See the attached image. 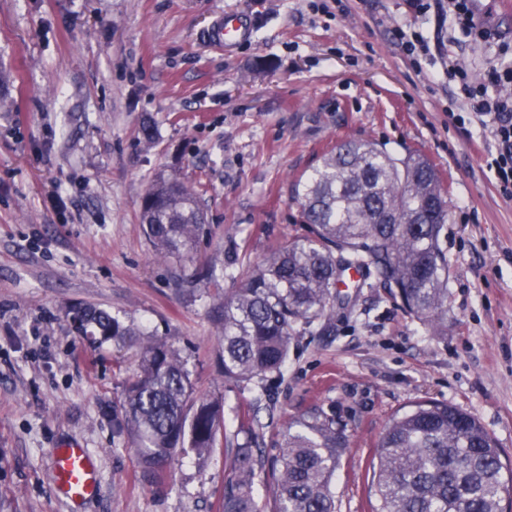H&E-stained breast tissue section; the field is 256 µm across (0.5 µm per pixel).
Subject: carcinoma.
I'll return each mask as SVG.
<instances>
[{
	"mask_svg": "<svg viewBox=\"0 0 512 512\" xmlns=\"http://www.w3.org/2000/svg\"><path fill=\"white\" fill-rule=\"evenodd\" d=\"M293 199L311 235L272 250L224 298V381H256L272 393L296 339L350 303L341 285L351 269L400 298L430 335H448V262L439 247L447 191L427 159L347 140L295 183ZM141 218L157 256L180 262L190 258L206 223L196 193L176 176L150 187ZM71 319L78 329L93 326L117 342L140 335L96 308H78ZM139 343L140 364L120 412L141 464L157 470L186 446L200 456L212 453L225 434L221 401L194 396L184 360L165 342ZM253 443L236 448L223 512H263L254 487L265 471L274 480L271 512H335L333 478L349 443L336 414L308 408L283 431L268 461ZM502 456L473 416L416 402L392 419L377 445L378 512H503L512 467Z\"/></svg>",
	"mask_w": 512,
	"mask_h": 512,
	"instance_id": "obj_1",
	"label": "carcinoma"
}]
</instances>
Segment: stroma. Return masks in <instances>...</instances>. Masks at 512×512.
I'll use <instances>...</instances> for the list:
<instances>
[{
  "instance_id": "1",
  "label": "stroma",
  "mask_w": 512,
  "mask_h": 512,
  "mask_svg": "<svg viewBox=\"0 0 512 512\" xmlns=\"http://www.w3.org/2000/svg\"><path fill=\"white\" fill-rule=\"evenodd\" d=\"M407 0H0V512H222L233 452H272L315 404L349 447L336 512H374L371 461L391 418L433 400L475 417L512 461V201L485 166L489 137L462 111L446 64L482 76L512 62ZM244 16L249 38L209 31ZM440 49L409 60L394 27ZM151 138H144L143 127ZM349 139L419 153L448 191V333L430 335L381 286L299 337L266 402L225 381L218 307L267 253L308 234L293 184ZM178 176L207 219L194 261L154 257L141 200ZM109 312L180 354L194 393L222 399L226 441L145 471L114 415L139 345L75 329L74 307ZM93 456L95 496H60L52 451Z\"/></svg>"
}]
</instances>
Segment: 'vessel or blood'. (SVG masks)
Here are the masks:
<instances>
[{
  "label": "vessel or blood",
  "instance_id": "vessel-or-blood-1",
  "mask_svg": "<svg viewBox=\"0 0 512 512\" xmlns=\"http://www.w3.org/2000/svg\"><path fill=\"white\" fill-rule=\"evenodd\" d=\"M249 34L246 20L239 16L221 20L212 32L216 43L231 47ZM53 464L59 493L72 504H80L98 491V476L93 458L80 443L54 449Z\"/></svg>",
  "mask_w": 512,
  "mask_h": 512
}]
</instances>
